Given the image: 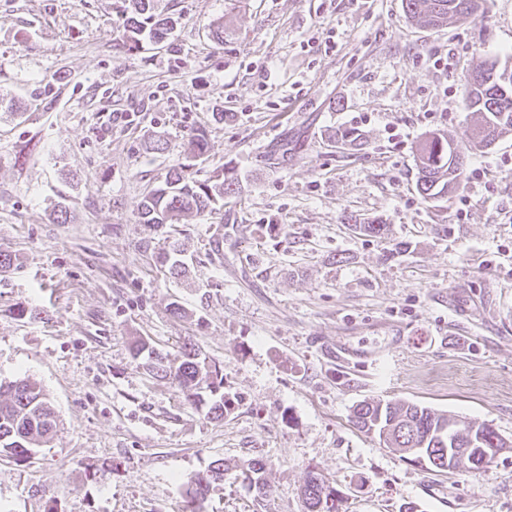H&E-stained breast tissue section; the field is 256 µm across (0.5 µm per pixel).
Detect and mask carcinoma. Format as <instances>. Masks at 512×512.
Returning a JSON list of instances; mask_svg holds the SVG:
<instances>
[{"instance_id": "1", "label": "carcinoma", "mask_w": 512, "mask_h": 512, "mask_svg": "<svg viewBox=\"0 0 512 512\" xmlns=\"http://www.w3.org/2000/svg\"><path fill=\"white\" fill-rule=\"evenodd\" d=\"M127 39L136 44L138 35L149 31L157 43L168 38L175 20L159 18L153 13V0H128ZM407 17L425 28L446 27L463 16H475L478 10L472 0H403ZM468 106L480 116L469 149H487L512 131V83L503 84L493 76V67L479 66L466 85ZM466 160V149L434 133L418 151L416 188L426 200L447 196L459 188V176ZM187 165L173 168L165 181L149 190L137 201L140 223L154 231L181 223L185 217L204 216L218 202L240 196L241 186L233 176L214 182L198 181L185 173ZM180 247L174 245L160 255L161 266L173 278L186 275L184 263L177 259ZM156 370L178 385L194 391L198 401L210 397L207 416L224 418L227 401L224 397V376L217 367L186 349L174 361L159 360ZM454 415L430 407L401 402L364 400L353 407L351 421L361 432L373 435L388 447L411 455L427 470L435 473L489 470L497 455L512 448V441L492 426L481 424L475 431L468 426L448 436V421ZM58 416L43 390L28 379L0 383V452L15 458H28L34 448L49 442L57 432ZM470 449L469 454L459 452ZM240 476L247 488L266 490L264 464L252 458L240 465ZM224 481V460L213 461L206 473L197 476L187 491L185 512H200L201 503L210 489ZM307 512H347V499L320 474L309 471L301 489Z\"/></svg>"}]
</instances>
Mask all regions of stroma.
<instances>
[{
  "mask_svg": "<svg viewBox=\"0 0 512 512\" xmlns=\"http://www.w3.org/2000/svg\"><path fill=\"white\" fill-rule=\"evenodd\" d=\"M155 8L172 33L132 50L124 0H0V381L36 382L59 418L30 458L0 456V512H184L217 459L201 512H305L312 470L349 512H512V451L437 475L351 422L402 400L512 440V132L448 197L416 189L429 134L469 141L470 74L512 62V0L437 29L402 0ZM180 163L242 193L182 223L176 280L136 203ZM376 218L384 238L355 232ZM188 344L224 376L222 420L152 371ZM255 457L262 497L239 478ZM224 481L223 460L213 461L206 473L198 475L192 482L191 488L187 491L185 512H199L201 503L205 500L210 489ZM195 504L194 506H191Z\"/></svg>",
  "mask_w": 512,
  "mask_h": 512,
  "instance_id": "stroma-1",
  "label": "stroma"
}]
</instances>
